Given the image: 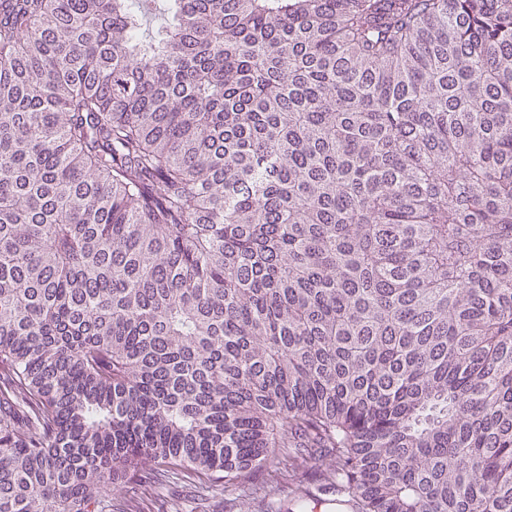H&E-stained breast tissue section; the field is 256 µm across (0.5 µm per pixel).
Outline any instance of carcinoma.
Here are the masks:
<instances>
[{
	"mask_svg": "<svg viewBox=\"0 0 512 512\" xmlns=\"http://www.w3.org/2000/svg\"><path fill=\"white\" fill-rule=\"evenodd\" d=\"M141 3L0 0V512H512V0ZM163 481L149 493L141 494L127 479L112 481L109 499L112 512H169L170 503L176 501L181 512H315L320 511L325 502L317 501L314 511L313 501L307 500L300 509L288 499V490H272L275 479L271 472L259 470L245 487L224 490L223 483H211L186 469L165 472ZM321 511L330 510L323 506Z\"/></svg>",
	"mask_w": 512,
	"mask_h": 512,
	"instance_id": "carcinoma-1",
	"label": "carcinoma"
}]
</instances>
